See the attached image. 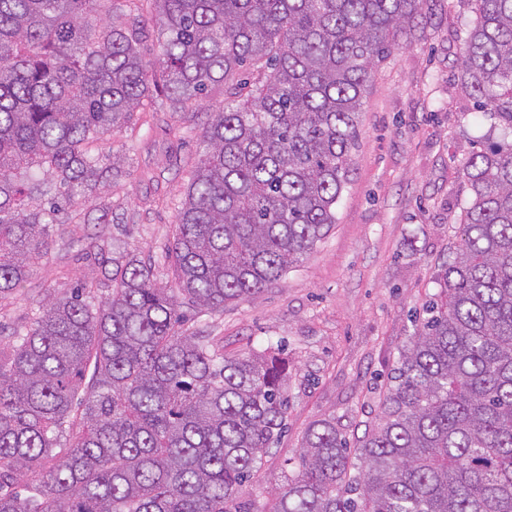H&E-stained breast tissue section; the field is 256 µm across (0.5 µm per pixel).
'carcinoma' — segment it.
<instances>
[{
	"label": "carcinoma",
	"mask_w": 512,
	"mask_h": 512,
	"mask_svg": "<svg viewBox=\"0 0 512 512\" xmlns=\"http://www.w3.org/2000/svg\"><path fill=\"white\" fill-rule=\"evenodd\" d=\"M152 3L0 0V308L119 163L98 146L135 112L162 97L203 134L175 287L114 256L106 297L83 282L0 340V512H261L240 497L287 428L288 359L226 354L186 324L281 280L336 223L372 66L427 0ZM472 4L461 84L512 135V0ZM216 83L224 106L206 112ZM463 173L457 242L359 464L335 419L315 422L268 512H512V143L474 147Z\"/></svg>",
	"instance_id": "carcinoma-1"
}]
</instances>
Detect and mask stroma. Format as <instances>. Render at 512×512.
Instances as JSON below:
<instances>
[{
	"label": "stroma",
	"mask_w": 512,
	"mask_h": 512,
	"mask_svg": "<svg viewBox=\"0 0 512 512\" xmlns=\"http://www.w3.org/2000/svg\"><path fill=\"white\" fill-rule=\"evenodd\" d=\"M474 21L471 0H428L411 43L372 69L328 234L277 284L198 322L228 354L287 344L288 430L259 474L265 491L298 472L313 422L334 418L352 442L371 429L413 319L438 291V267L471 197L463 162L474 142L501 137L495 119L473 117L460 83L459 56ZM200 135L199 124L176 123L160 104L137 112L108 142L126 169L111 193L97 195L111 224H98L94 210L80 228L53 226L50 255L0 311V324L29 320L53 289L84 276L101 279L116 251L151 265L158 282H171L168 248ZM101 231L111 234L113 252L86 249L85 236Z\"/></svg>",
	"instance_id": "1"
}]
</instances>
